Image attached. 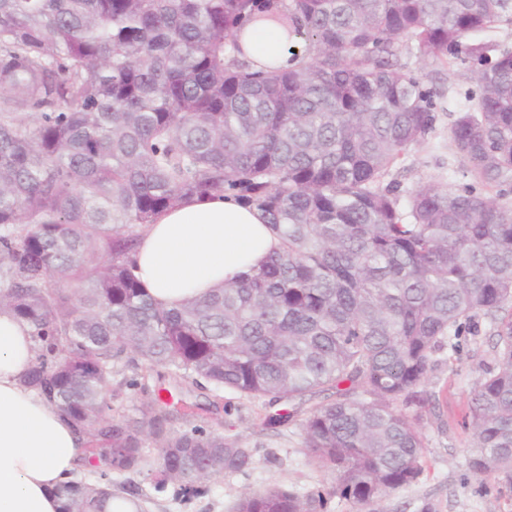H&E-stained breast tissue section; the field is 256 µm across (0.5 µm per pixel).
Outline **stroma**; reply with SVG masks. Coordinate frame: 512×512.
<instances>
[{
    "instance_id": "35a3bbf8",
    "label": "stroma",
    "mask_w": 512,
    "mask_h": 512,
    "mask_svg": "<svg viewBox=\"0 0 512 512\" xmlns=\"http://www.w3.org/2000/svg\"><path fill=\"white\" fill-rule=\"evenodd\" d=\"M401 60L433 91L439 110L433 130L407 152L394 176L406 190L427 181L463 187L461 161L448 131L476 86L459 76L456 68L421 59L413 52L403 51ZM493 342L488 323L482 321L477 333L463 340L458 354L437 353L425 389L436 395L442 416L434 418L425 407L418 410L422 473L412 484L386 496L379 504L381 512H420L426 501L437 504L438 512H512V493L501 490L496 474L477 478L465 466L471 448L465 426L467 403L481 376V364L493 358ZM113 380V414H129L166 388L173 394L168 430L180 433L196 426L255 451L251 468L212 478L198 495L173 488L156 492L148 471L125 475L123 481L138 492L143 512H232L247 491L281 486L305 495L330 490L334 484L333 474L312 464L303 451V419L311 405L325 402V395L301 403L253 399L229 389L216 393L178 383L163 367L127 369ZM271 417L278 420L272 427L266 424Z\"/></svg>"
}]
</instances>
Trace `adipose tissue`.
<instances>
[{
	"label": "adipose tissue",
	"instance_id": "1",
	"mask_svg": "<svg viewBox=\"0 0 512 512\" xmlns=\"http://www.w3.org/2000/svg\"><path fill=\"white\" fill-rule=\"evenodd\" d=\"M301 38L272 29L247 34L258 65H287ZM280 239L257 208L229 195L193 197L147 225L133 255L135 274L161 306L174 307L259 268ZM30 327L0 311V512H59L55 488L93 465L78 433L22 377L33 359Z\"/></svg>",
	"mask_w": 512,
	"mask_h": 512
}]
</instances>
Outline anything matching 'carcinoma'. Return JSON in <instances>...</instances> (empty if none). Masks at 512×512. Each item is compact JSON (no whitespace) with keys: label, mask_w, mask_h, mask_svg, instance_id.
I'll use <instances>...</instances> for the list:
<instances>
[{"label":"carcinoma","mask_w":512,"mask_h":512,"mask_svg":"<svg viewBox=\"0 0 512 512\" xmlns=\"http://www.w3.org/2000/svg\"><path fill=\"white\" fill-rule=\"evenodd\" d=\"M247 25L300 35L262 67ZM512 0H0V308L32 328L23 385L82 437L99 480L57 489L102 512L112 477L159 450L154 489L194 492L251 448L166 428L157 395L110 414L118 366L248 397L305 401L306 455L364 512L422 472L418 416L434 354L487 320L494 358L465 425L467 469L512 491ZM466 66L479 94L449 137L472 183L401 195L392 170L433 129L400 50ZM256 207L281 247L253 273L172 308L132 272L138 228L189 197ZM76 287L70 288L68 284ZM273 487L235 512H327Z\"/></svg>","instance_id":"obj_1"}]
</instances>
